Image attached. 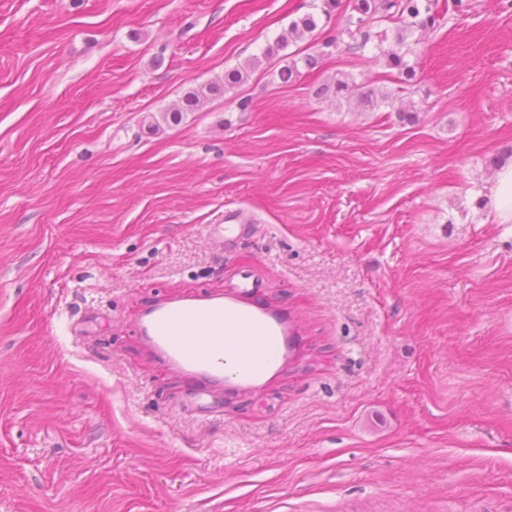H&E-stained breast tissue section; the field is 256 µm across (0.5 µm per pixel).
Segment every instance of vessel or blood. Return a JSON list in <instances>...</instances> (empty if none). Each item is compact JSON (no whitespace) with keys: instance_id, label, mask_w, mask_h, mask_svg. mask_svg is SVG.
Instances as JSON below:
<instances>
[{"instance_id":"vessel-or-blood-1","label":"vessel or blood","mask_w":512,"mask_h":512,"mask_svg":"<svg viewBox=\"0 0 512 512\" xmlns=\"http://www.w3.org/2000/svg\"><path fill=\"white\" fill-rule=\"evenodd\" d=\"M224 222L221 244L235 243L250 231L240 212L225 213ZM136 327L201 399L229 379L251 385L288 357V327L278 316L225 299L220 292L150 306Z\"/></svg>"}]
</instances>
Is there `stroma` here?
Wrapping results in <instances>:
<instances>
[{
	"label": "stroma",
	"instance_id": "35a3bbf8",
	"mask_svg": "<svg viewBox=\"0 0 512 512\" xmlns=\"http://www.w3.org/2000/svg\"><path fill=\"white\" fill-rule=\"evenodd\" d=\"M470 3L380 111L317 96L380 71L341 48L152 133L314 0H0V512H512V0ZM214 291L295 332L199 411L135 322ZM491 193L494 201V223L512 224V164L499 168ZM225 232L227 235L224 236V230L217 238L221 244L229 245L237 242L240 238L247 235L250 231V224L243 217L242 213L238 211H231L224 214Z\"/></svg>",
	"mask_w": 512,
	"mask_h": 512
}]
</instances>
